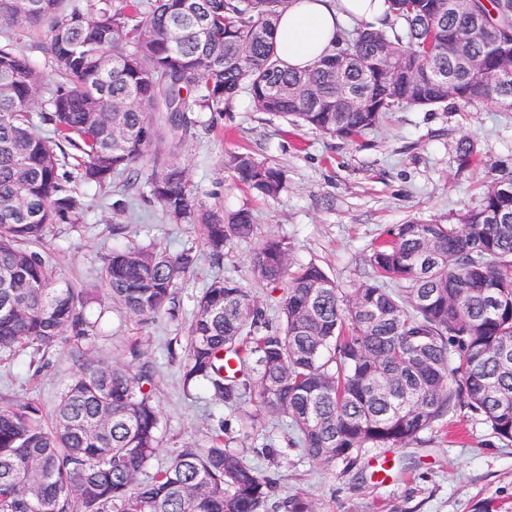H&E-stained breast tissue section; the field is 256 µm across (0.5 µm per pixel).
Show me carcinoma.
Returning <instances> with one entry per match:
<instances>
[{"mask_svg":"<svg viewBox=\"0 0 512 512\" xmlns=\"http://www.w3.org/2000/svg\"><path fill=\"white\" fill-rule=\"evenodd\" d=\"M290 0H0V22L46 28L56 80L31 119L42 75L0 42V356L45 352L70 334L90 338L87 291L62 280L32 249L51 224L84 210L69 184L143 180L173 223L199 224L216 261L254 235L251 211L203 208L178 162L152 152L168 131L187 137L197 112H222L247 94L257 112L355 140L401 107L487 99L512 109V15L474 0L481 22L448 0H384L379 27L341 31L305 70L285 66L274 31ZM462 42L482 68L454 53ZM346 60L344 86L330 63ZM452 82L440 84L436 74ZM364 101L342 105L344 90ZM77 151L69 162L67 149ZM224 167L274 199L280 169L248 152ZM509 216L498 222L497 216ZM290 245L270 238L250 254L254 277L287 282L279 319L241 281L203 289L188 327L184 385L204 386L251 427L283 415L313 460L351 467L364 448L402 447L456 407L512 443V170L486 184L483 203L454 223L411 220L374 247L375 278L347 291L319 266L291 270ZM193 248H116L104 260L112 300L143 320L177 315L176 289L196 266ZM75 357L73 378L50 422L39 401L0 405V512H264L271 484L245 462L224 424L208 445L188 446L145 477L158 448L156 373ZM256 400L254 411L241 409Z\"/></svg>","mask_w":512,"mask_h":512,"instance_id":"cac0c4a2","label":"carcinoma"}]
</instances>
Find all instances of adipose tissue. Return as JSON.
<instances>
[{
	"label": "adipose tissue",
	"instance_id": "obj_1",
	"mask_svg": "<svg viewBox=\"0 0 512 512\" xmlns=\"http://www.w3.org/2000/svg\"><path fill=\"white\" fill-rule=\"evenodd\" d=\"M383 0H290L279 19L275 40L284 65L305 69L329 49L348 19L374 22Z\"/></svg>",
	"mask_w": 512,
	"mask_h": 512
}]
</instances>
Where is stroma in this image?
Wrapping results in <instances>:
<instances>
[{
	"mask_svg": "<svg viewBox=\"0 0 512 512\" xmlns=\"http://www.w3.org/2000/svg\"><path fill=\"white\" fill-rule=\"evenodd\" d=\"M9 34L41 71L37 97L46 100L56 72L40 48L44 31L21 24ZM468 136L481 165L464 167L458 160L457 145ZM157 150L178 155L206 205L249 208L255 218L252 243L227 249L223 261H214L200 225L169 223L141 183L119 177L103 188L71 183L85 204L81 218L51 225L43 244L63 279L88 291L87 315L98 328L95 355L127 363L136 343L156 370L160 446L147 466L151 473L169 465L182 448L207 445L219 423L234 433L240 428L236 413L204 388L184 390L181 380L180 342L210 280L235 276L275 313L281 293L253 276L248 259L253 244L272 236L288 238L294 266L316 264L340 287L369 280L374 275L369 257L387 229L412 219L446 221L479 207L484 184L497 167L512 168V109L490 101L445 110L403 108L352 142L254 111L243 94L223 111L202 113L193 136L166 137ZM230 152L253 153L282 170L280 196L265 200L238 183L224 169ZM119 200L127 202V211L116 208ZM149 242L173 252L190 247L198 257L193 274L177 290V318L162 314L142 322L108 295L105 256L117 247ZM85 346L66 336L46 355L28 348L0 358V398H35L52 409L75 370L73 354ZM287 423L284 417L266 419L262 432L274 449L258 439L246 454L274 483L266 512H283L290 497L308 501L314 512H472L484 499L493 500L499 512H512V444L494 438L467 409H456L405 447L366 449L351 468L313 461L294 445Z\"/></svg>",
	"mask_w": 512,
	"mask_h": 512,
	"instance_id": "35a3bbf8",
	"label": "stroma"
}]
</instances>
